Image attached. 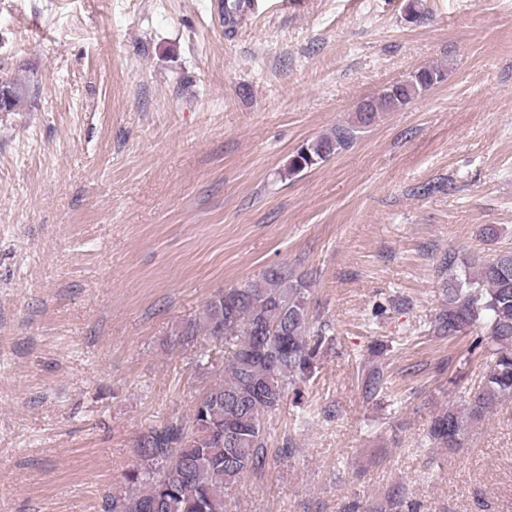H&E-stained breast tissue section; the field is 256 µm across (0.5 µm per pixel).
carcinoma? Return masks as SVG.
<instances>
[{
    "mask_svg": "<svg viewBox=\"0 0 512 512\" xmlns=\"http://www.w3.org/2000/svg\"><path fill=\"white\" fill-rule=\"evenodd\" d=\"M443 79L441 69L421 67L382 89L357 108L352 121L302 144L288 173L296 175L349 148L381 113L401 109ZM7 88L0 110L10 112L26 88L12 82ZM439 273L442 302L429 333L475 331L472 347L487 349L489 358L484 380L467 403L447 406L432 417L427 438L452 450L460 447L472 423L512 398V251L461 264L450 253ZM200 330L228 350L222 380L195 402L191 425L171 422L138 436L137 460L125 475V490L106 492L103 512H226L228 494L265 463L266 417L284 404L290 385L313 377L326 341L323 333H311L307 285L293 280L286 266L215 294L201 316L185 322L179 342L191 343ZM383 378L377 367L367 373L365 398L383 390ZM227 425L236 433L231 442L224 437Z\"/></svg>",
    "mask_w": 512,
    "mask_h": 512,
    "instance_id": "obj_1",
    "label": "carcinoma"
}]
</instances>
